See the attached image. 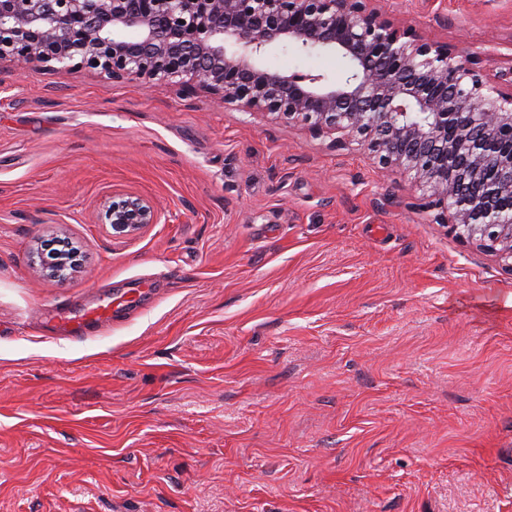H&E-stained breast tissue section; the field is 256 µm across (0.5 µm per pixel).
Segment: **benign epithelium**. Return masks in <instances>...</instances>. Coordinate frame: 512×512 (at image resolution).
<instances>
[{
    "label": "benign epithelium",
    "instance_id": "7a95c632",
    "mask_svg": "<svg viewBox=\"0 0 512 512\" xmlns=\"http://www.w3.org/2000/svg\"><path fill=\"white\" fill-rule=\"evenodd\" d=\"M279 46L334 53L344 83L273 70ZM38 69L75 59L118 80L201 87L364 148L410 180L420 207L512 276V92L365 0H0V57ZM117 235L158 223L145 199L112 202Z\"/></svg>",
    "mask_w": 512,
    "mask_h": 512
}]
</instances>
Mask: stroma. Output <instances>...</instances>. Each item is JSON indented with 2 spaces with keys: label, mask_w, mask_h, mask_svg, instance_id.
Masks as SVG:
<instances>
[{
  "label": "stroma",
  "mask_w": 512,
  "mask_h": 512,
  "mask_svg": "<svg viewBox=\"0 0 512 512\" xmlns=\"http://www.w3.org/2000/svg\"><path fill=\"white\" fill-rule=\"evenodd\" d=\"M372 6L512 89V0ZM123 195L158 223L113 235ZM418 196L192 79L0 59V512H512V276ZM41 248L45 253L48 265H56L62 260H67L68 264H73L79 260L78 247L65 238L48 240ZM115 300L107 295L99 300L98 304L84 311L77 318L76 333L89 334L93 330L112 323V305Z\"/></svg>",
  "instance_id": "1"
}]
</instances>
